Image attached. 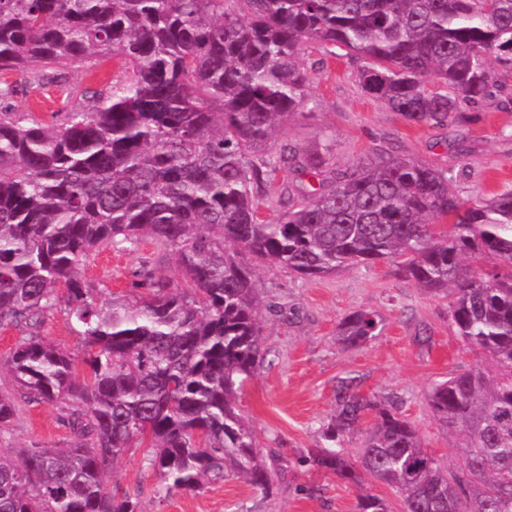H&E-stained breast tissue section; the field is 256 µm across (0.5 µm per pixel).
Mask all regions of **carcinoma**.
<instances>
[{"label": "carcinoma", "mask_w": 512, "mask_h": 512, "mask_svg": "<svg viewBox=\"0 0 512 512\" xmlns=\"http://www.w3.org/2000/svg\"><path fill=\"white\" fill-rule=\"evenodd\" d=\"M307 45L357 56L366 95L412 124L445 126L487 98L493 68L512 71V0H0V71L40 83L112 54L126 72L53 125L12 111L14 88L0 86V329L59 308L92 349L86 376L33 333L0 361L17 392L0 389V432L19 395L57 405L72 434L18 463L0 451V512H143L106 476L133 447L158 498L228 471L272 493L282 456L261 453L236 406L264 359L254 265L317 277L381 261L450 296L449 324L481 355L427 394L459 436L458 471L348 384L308 461L385 484L401 512H512V189L464 201L448 173L405 155L338 173L326 143L271 152L274 129L304 104ZM279 174L292 177L288 208L268 220ZM145 239L175 252L180 284L135 271V293L98 298L81 269ZM471 252L509 271L475 273ZM382 331L377 312L356 310L337 341L359 347ZM369 416L353 460L344 441ZM355 512L391 510L362 489Z\"/></svg>", "instance_id": "carcinoma-1"}]
</instances>
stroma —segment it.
<instances>
[{
  "instance_id": "stroma-1",
  "label": "stroma",
  "mask_w": 512,
  "mask_h": 512,
  "mask_svg": "<svg viewBox=\"0 0 512 512\" xmlns=\"http://www.w3.org/2000/svg\"><path fill=\"white\" fill-rule=\"evenodd\" d=\"M301 63L310 75L302 115L289 119L271 140L272 149L290 144L306 150L328 141L337 171L352 169L376 152L405 155L452 172L461 198L489 196L512 188V77L478 109H464L462 119L442 127L410 124L398 112L365 95L358 83L359 62L303 48ZM121 56L99 65L70 67L63 79L30 91L29 74L6 72L0 79L15 88L13 111L31 112L47 123L77 108L67 87L97 90L119 79ZM468 146L465 156L452 145ZM173 253L143 243L125 253L104 251L84 271L103 297L127 293L133 270L174 276ZM262 300V366L238 394L237 407L249 419L259 448L275 449L286 460V473L271 495L256 492L244 479L226 474L197 493L154 498V482L143 452L133 448L114 461L108 474L112 489L140 494L143 512H353L360 489L385 497L393 510L401 504L392 490L372 478L362 486L303 463L306 449L320 442V427L334 412L342 383L376 395L394 406L416 428L422 443L447 466L456 462L457 437L433 416L426 400L437 381L464 373L476 358L448 323L447 298L424 292L400 277L392 262L356 266L331 275L304 278L284 268L257 267ZM370 309L383 319L380 336L359 349L336 341L339 321L348 313ZM43 339L73 354L80 374H87L89 350L60 311L45 316ZM51 403L26 405L0 435V448H63L71 434Z\"/></svg>"
}]
</instances>
